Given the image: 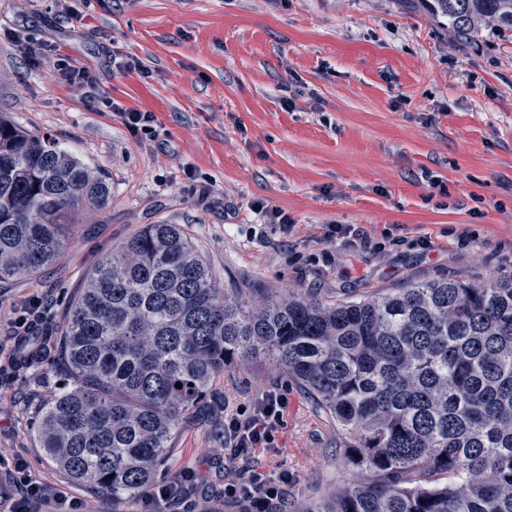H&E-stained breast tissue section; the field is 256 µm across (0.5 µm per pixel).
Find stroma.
Listing matches in <instances>:
<instances>
[{"instance_id":"stroma-1","label":"stroma","mask_w":512,"mask_h":512,"mask_svg":"<svg viewBox=\"0 0 512 512\" xmlns=\"http://www.w3.org/2000/svg\"><path fill=\"white\" fill-rule=\"evenodd\" d=\"M124 67L113 66V59ZM86 67L93 93L59 66ZM154 113L133 136L112 104ZM0 114L103 172L112 203L83 215L54 264L0 286V477L112 512L38 448V405L67 382L56 349L9 365L13 311L42 298L55 328L96 263L145 224H179L216 283L247 305L279 293L360 298L452 276L512 275V37L462 41L423 0H0ZM287 213L282 234L251 205ZM360 231L361 248L331 237ZM288 397L278 448L227 460L224 413ZM176 433L162 469L200 478L162 512H238L224 472L290 477L276 512H309L354 479L336 429L266 356L234 362Z\"/></svg>"}]
</instances>
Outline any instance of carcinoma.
I'll list each match as a JSON object with an SVG mask.
<instances>
[{"mask_svg": "<svg viewBox=\"0 0 512 512\" xmlns=\"http://www.w3.org/2000/svg\"><path fill=\"white\" fill-rule=\"evenodd\" d=\"M430 8L461 40L489 23L512 33V0ZM111 202L104 173L0 116V283L52 265L80 214ZM67 319L70 383L40 406L39 448L115 500L156 480L226 364L263 353L336 422L357 472L310 512H512V276L249 309L181 225L148 224L97 265ZM52 337H32L22 370Z\"/></svg>", "mask_w": 512, "mask_h": 512, "instance_id": "obj_1", "label": "carcinoma"}]
</instances>
